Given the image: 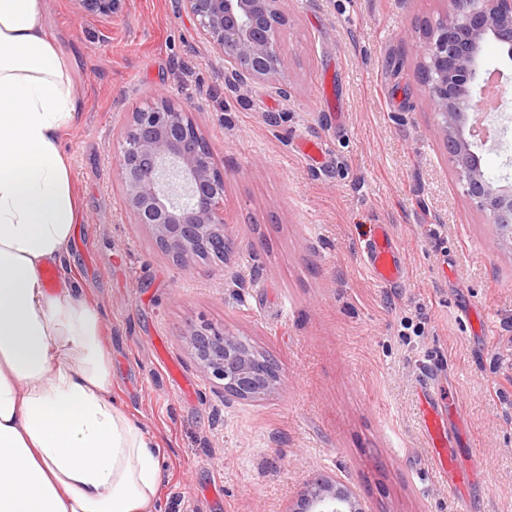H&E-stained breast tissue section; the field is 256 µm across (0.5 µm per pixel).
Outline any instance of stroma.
<instances>
[{
  "label": "stroma",
  "mask_w": 512,
  "mask_h": 512,
  "mask_svg": "<svg viewBox=\"0 0 512 512\" xmlns=\"http://www.w3.org/2000/svg\"><path fill=\"white\" fill-rule=\"evenodd\" d=\"M285 90L229 87L180 0H122L112 18L44 0L81 109L62 149L80 201L64 272L101 316L112 396L162 448L163 512H288L308 479L338 478L366 512H512V242L465 195L416 76L449 0H287ZM506 136L479 147L512 179ZM166 93L224 169V260L185 268L131 223L113 158L128 114ZM319 159L300 156L303 141ZM391 225L405 278L362 260ZM273 357L284 381L225 402L197 368L201 322ZM452 405L457 497L421 428L420 388Z\"/></svg>",
  "instance_id": "35a3bbf8"
}]
</instances>
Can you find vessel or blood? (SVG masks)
<instances>
[{
  "label": "vessel or blood",
  "instance_id": "vessel-or-blood-1",
  "mask_svg": "<svg viewBox=\"0 0 512 512\" xmlns=\"http://www.w3.org/2000/svg\"><path fill=\"white\" fill-rule=\"evenodd\" d=\"M363 260L377 283H396L405 276L401 250L389 225H374L373 232L363 250ZM423 410L424 429L428 445L434 451L435 468L447 477L451 487L462 489L470 476L480 470L481 461L479 457H472L468 468H461L456 457L447 451L449 430L446 413L438 409L429 397L423 401Z\"/></svg>",
  "mask_w": 512,
  "mask_h": 512
}]
</instances>
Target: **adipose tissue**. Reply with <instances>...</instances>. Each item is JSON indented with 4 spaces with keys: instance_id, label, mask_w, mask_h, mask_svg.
<instances>
[{
    "instance_id": "ef3b65f1",
    "label": "adipose tissue",
    "mask_w": 512,
    "mask_h": 512,
    "mask_svg": "<svg viewBox=\"0 0 512 512\" xmlns=\"http://www.w3.org/2000/svg\"><path fill=\"white\" fill-rule=\"evenodd\" d=\"M79 110L42 0H0V512L159 510L162 452L112 399L99 314L44 278L78 218Z\"/></svg>"
}]
</instances>
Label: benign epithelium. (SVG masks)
Segmentation results:
<instances>
[{
    "label": "benign epithelium",
    "instance_id": "benign-epithelium-1",
    "mask_svg": "<svg viewBox=\"0 0 512 512\" xmlns=\"http://www.w3.org/2000/svg\"><path fill=\"white\" fill-rule=\"evenodd\" d=\"M112 18L121 0H80ZM199 34L224 58L225 81L276 82L290 66L280 48L288 26L284 0H181ZM449 11L430 24L415 58L436 123L454 157L456 173L475 207L512 239V181L483 170L472 121L475 98L486 94L481 59L497 44L512 60V0H450ZM116 183L134 224L151 228L159 249L184 267L200 249L224 248V170L189 113L165 95L128 114L114 156ZM191 345L201 375L224 389V399L258 400L282 385L277 366L208 324L193 331ZM292 512H363L351 489L314 475Z\"/></svg>",
    "mask_w": 512,
    "mask_h": 512
}]
</instances>
